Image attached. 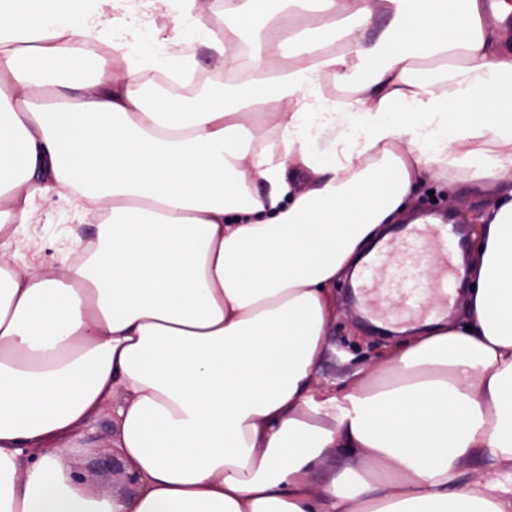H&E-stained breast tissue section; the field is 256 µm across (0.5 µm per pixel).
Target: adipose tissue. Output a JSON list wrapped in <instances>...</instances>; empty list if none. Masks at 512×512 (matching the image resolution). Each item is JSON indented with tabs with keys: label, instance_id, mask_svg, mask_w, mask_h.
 Instances as JSON below:
<instances>
[{
	"label": "adipose tissue",
	"instance_id": "1",
	"mask_svg": "<svg viewBox=\"0 0 512 512\" xmlns=\"http://www.w3.org/2000/svg\"><path fill=\"white\" fill-rule=\"evenodd\" d=\"M82 2L0 0V252L63 189L99 225L0 264V512H512V46L479 0H224L244 65L198 0L165 35L135 0ZM195 43L248 78L148 98ZM448 173L502 185L466 326L317 386L336 279ZM108 409L131 495L77 471ZM332 452L358 466L313 490Z\"/></svg>",
	"mask_w": 512,
	"mask_h": 512
}]
</instances>
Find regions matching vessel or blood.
Instances as JSON below:
<instances>
[{
    "label": "vessel or blood",
    "mask_w": 512,
    "mask_h": 512,
    "mask_svg": "<svg viewBox=\"0 0 512 512\" xmlns=\"http://www.w3.org/2000/svg\"><path fill=\"white\" fill-rule=\"evenodd\" d=\"M459 232L449 224H417L411 227L405 238L393 241L391 251L379 253L368 265L363 284L362 294L366 300L379 301L388 296L397 297L401 309L414 313L418 306L402 291V285L392 271L395 260L393 251H400L405 256L406 265L418 263L420 254H428L433 259L436 272L430 279L431 288L444 293L449 282L459 274L453 265L448 245L454 242Z\"/></svg>",
    "instance_id": "1"
}]
</instances>
